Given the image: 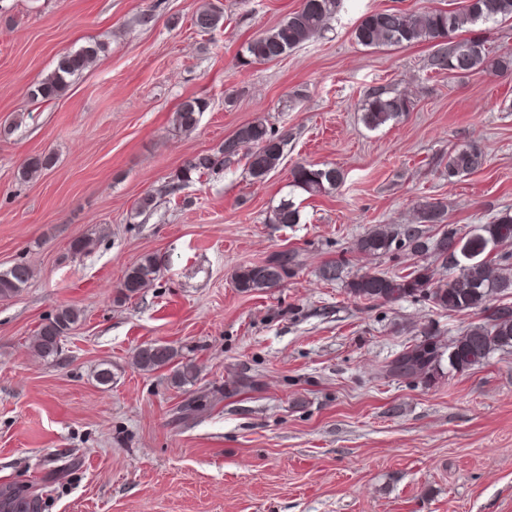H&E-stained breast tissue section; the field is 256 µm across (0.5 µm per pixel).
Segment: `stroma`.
Segmentation results:
<instances>
[{
    "label": "stroma",
    "mask_w": 512,
    "mask_h": 512,
    "mask_svg": "<svg viewBox=\"0 0 512 512\" xmlns=\"http://www.w3.org/2000/svg\"><path fill=\"white\" fill-rule=\"evenodd\" d=\"M206 3L223 18L202 32L192 18ZM300 4L0 0V272H33L0 300V487L38 496L41 512H512V349L430 385L392 376L388 363L424 330L447 341L478 314L346 292L365 272L434 265L355 248L378 225H412L418 202L443 201L464 231L512 209V73L438 75L430 42L355 39L367 13L465 0H342L320 35L244 64L247 43ZM98 43L61 97L31 98L60 56ZM378 86L414 107L371 130L358 106ZM188 97L208 107L184 133L173 115ZM257 119L288 142L264 181L238 156L175 186L189 158ZM471 143L483 166L449 178V150ZM41 154L53 166L21 179ZM298 164L343 178L293 191ZM286 196L299 223H270ZM286 249L298 264L279 286L236 288L242 267ZM147 255L156 279L123 297ZM330 261L342 280L319 277ZM64 306L80 318L47 362L32 339ZM153 343L196 364L197 381L140 369L134 353ZM103 368L111 384H99Z\"/></svg>",
    "instance_id": "35a3bbf8"
}]
</instances>
